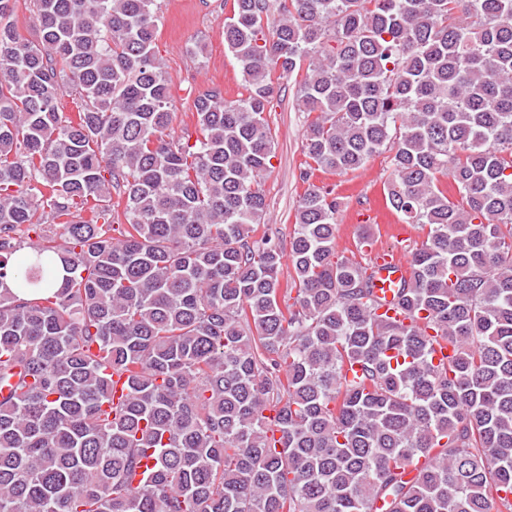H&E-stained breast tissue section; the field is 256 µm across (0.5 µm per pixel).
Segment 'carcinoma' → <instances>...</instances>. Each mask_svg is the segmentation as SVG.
<instances>
[{
    "label": "carcinoma",
    "mask_w": 512,
    "mask_h": 512,
    "mask_svg": "<svg viewBox=\"0 0 512 512\" xmlns=\"http://www.w3.org/2000/svg\"><path fill=\"white\" fill-rule=\"evenodd\" d=\"M15 4L0 512H512V0H233L245 94L198 92L176 136L157 0H33L35 41ZM295 73L285 251L256 232L265 112ZM385 152L386 201L424 232L394 317L313 182Z\"/></svg>",
    "instance_id": "obj_1"
}]
</instances>
